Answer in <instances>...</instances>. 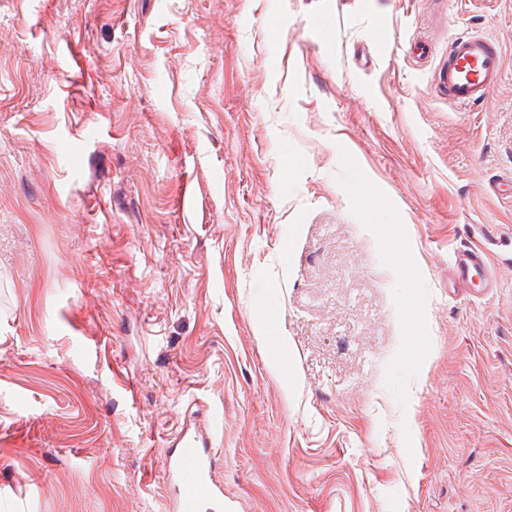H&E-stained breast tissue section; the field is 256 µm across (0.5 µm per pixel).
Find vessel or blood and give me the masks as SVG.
<instances>
[{"instance_id": "1", "label": "vessel or blood", "mask_w": 512, "mask_h": 512, "mask_svg": "<svg viewBox=\"0 0 512 512\" xmlns=\"http://www.w3.org/2000/svg\"><path fill=\"white\" fill-rule=\"evenodd\" d=\"M503 68L496 41L477 33L458 34L448 43V59L437 71L436 82L450 104L468 109L483 101L497 87ZM483 251L457 253L453 263L456 280L490 272ZM209 429L194 421L184 422L168 452L167 480L173 490L172 512H204L224 507V487L215 479L216 459L211 452Z\"/></svg>"}]
</instances>
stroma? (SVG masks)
<instances>
[{
  "label": "stroma",
  "instance_id": "obj_1",
  "mask_svg": "<svg viewBox=\"0 0 512 512\" xmlns=\"http://www.w3.org/2000/svg\"><path fill=\"white\" fill-rule=\"evenodd\" d=\"M192 414L235 512H512V0H0V512H170ZM503 68L496 41L480 34H457L448 42V59L437 70V86L448 102L468 109L498 86ZM485 272L491 287L495 282L493 271L490 267V262L481 250L471 249L463 252H458L455 255L453 263V274L456 281L467 282L472 279L474 275H480Z\"/></svg>",
  "mask_w": 512,
  "mask_h": 512
}]
</instances>
